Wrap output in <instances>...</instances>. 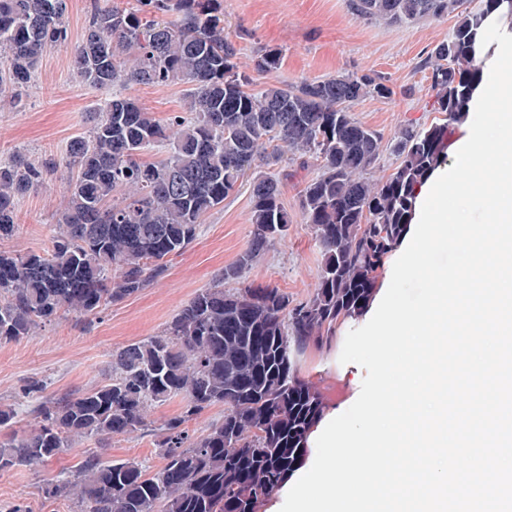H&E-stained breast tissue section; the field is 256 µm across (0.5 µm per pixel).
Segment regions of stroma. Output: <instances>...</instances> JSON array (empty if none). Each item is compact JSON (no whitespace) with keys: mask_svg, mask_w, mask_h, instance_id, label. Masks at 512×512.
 <instances>
[{"mask_svg":"<svg viewBox=\"0 0 512 512\" xmlns=\"http://www.w3.org/2000/svg\"><path fill=\"white\" fill-rule=\"evenodd\" d=\"M91 2L68 0V41L42 53L17 107H0V160L16 154L33 161L63 158L68 142L87 134L91 112L112 97V90L81 83L71 66ZM223 5L224 33L237 49L240 70L252 72L259 54L277 48L283 54L278 78L288 84L341 73L386 81L394 89L393 96L356 101L351 111L359 122L378 130L387 145L401 127L436 120L426 61L433 48L447 39L453 18L403 25L367 21L356 15L350 0H223ZM187 90L186 84L178 82L133 86L129 92L142 109L164 122L185 114ZM290 170L295 173L291 179L286 176ZM267 171L286 177L283 202L291 218L288 234L271 241L234 285L270 284L288 293L291 300L303 301L314 292L321 261L312 229L304 223L299 208L308 174L289 159L268 166ZM71 175V169L58 167L43 185L18 199L16 232L7 248L24 254L51 247ZM250 205V186L245 183L225 199L223 207L206 216L197 240L181 254L169 257L165 273L140 292L95 315L66 314L35 328L21 341L0 343V404L16 409V428L29 430L37 425L32 413L35 401L24 393L29 380H43L50 395L106 382L114 350L161 334L199 290L216 284L250 243ZM355 327L352 321L337 325L327 343L310 347L297 363L301 376L315 384L325 405L344 403L366 374L359 365L339 361L345 337ZM180 410L177 400L153 406L147 430L82 438L75 451L48 463L0 474V506L20 501L30 512H76L75 501L46 498L43 487L62 468L77 464L85 451L160 470L164 461L156 453L155 442L165 421Z\"/></svg>","mask_w":512,"mask_h":512,"instance_id":"stroma-1","label":"stroma"}]
</instances>
